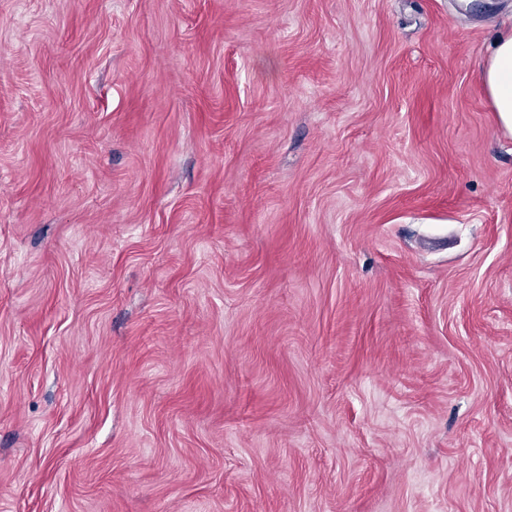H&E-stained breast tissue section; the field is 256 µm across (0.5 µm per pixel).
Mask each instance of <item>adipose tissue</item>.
<instances>
[{"label":"adipose tissue","instance_id":"1","mask_svg":"<svg viewBox=\"0 0 512 512\" xmlns=\"http://www.w3.org/2000/svg\"><path fill=\"white\" fill-rule=\"evenodd\" d=\"M480 79L500 129L512 135V30L494 38L481 66Z\"/></svg>","mask_w":512,"mask_h":512}]
</instances>
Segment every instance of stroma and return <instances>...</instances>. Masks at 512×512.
<instances>
[{
    "label": "stroma",
    "mask_w": 512,
    "mask_h": 512,
    "mask_svg": "<svg viewBox=\"0 0 512 512\" xmlns=\"http://www.w3.org/2000/svg\"><path fill=\"white\" fill-rule=\"evenodd\" d=\"M0 0V512H512V0ZM480 79L500 129L512 135V30L494 38L481 66Z\"/></svg>",
    "instance_id": "stroma-1"
}]
</instances>
